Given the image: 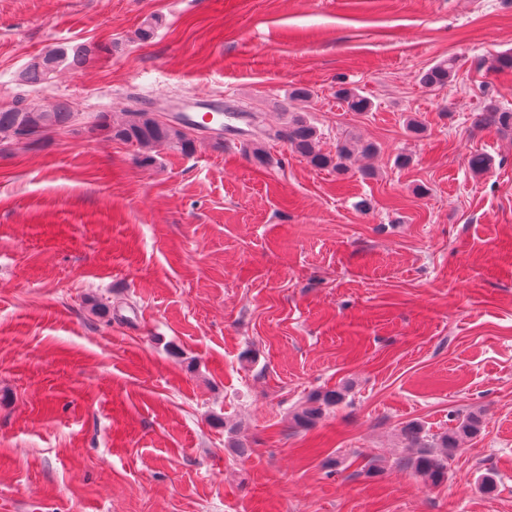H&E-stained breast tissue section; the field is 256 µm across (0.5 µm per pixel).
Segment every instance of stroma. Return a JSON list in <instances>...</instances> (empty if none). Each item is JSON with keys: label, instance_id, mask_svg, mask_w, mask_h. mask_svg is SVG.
Masks as SVG:
<instances>
[{"label": "stroma", "instance_id": "1", "mask_svg": "<svg viewBox=\"0 0 512 512\" xmlns=\"http://www.w3.org/2000/svg\"><path fill=\"white\" fill-rule=\"evenodd\" d=\"M502 54L512 0H0V107L80 114L0 140V512H512V129L473 122L512 109ZM195 95L376 153L339 174L199 134L146 162L96 127ZM469 413L425 482L403 426ZM69 50H71V53ZM89 53L86 48H54L48 50L27 67L23 74L24 79L31 84L42 83L51 78V75L63 63H67V66L74 70L80 69L88 62ZM456 66L455 59L443 60L420 72L417 79L426 87H445L454 78ZM344 396L342 390L335 389L317 395L310 400L308 406L301 411L297 419L305 425H312L322 416L325 408L338 405L343 401Z\"/></svg>", "mask_w": 512, "mask_h": 512}]
</instances>
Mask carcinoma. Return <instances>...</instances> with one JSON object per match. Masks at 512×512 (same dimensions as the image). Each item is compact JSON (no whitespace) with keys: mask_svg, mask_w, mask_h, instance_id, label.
I'll return each mask as SVG.
<instances>
[{"mask_svg":"<svg viewBox=\"0 0 512 512\" xmlns=\"http://www.w3.org/2000/svg\"><path fill=\"white\" fill-rule=\"evenodd\" d=\"M88 60L89 50L86 48H54L27 67L24 79L31 84L41 83L51 78L64 63L77 70ZM456 66L454 59L443 60L420 72L417 79L426 87H445L454 78ZM336 96L352 112H368L372 109L371 100L353 89L341 87L336 90ZM247 116L262 138L242 141L241 150L244 155L262 162L265 159L264 140L285 141L311 166L318 169L331 167L338 174L345 171V161L350 156L352 146L347 142L337 144L334 156L322 152L316 128L302 113H288L287 121L270 131L265 129L258 114L249 112ZM78 120V114L71 111L66 103L35 109L18 104L0 109V137L38 141L48 132ZM475 123L512 128V110L490 102L476 115ZM98 127L109 131L113 138L136 147L145 160L151 159V153L159 148L187 153L194 147V128L190 123L172 122L159 113L145 110L127 111L122 123L111 126L103 121ZM343 399V391L328 390L311 399L297 419L305 425H312L322 416L325 408L335 406ZM480 425L478 415L468 414L458 419L450 431L432 437L424 434L416 424L407 425L403 430L405 439L411 447L417 449L416 455L409 459L411 467L431 484L442 483L448 478V456L457 450L458 440L477 435Z\"/></svg>","mask_w":512,"mask_h":512,"instance_id":"obj_1","label":"carcinoma"}]
</instances>
